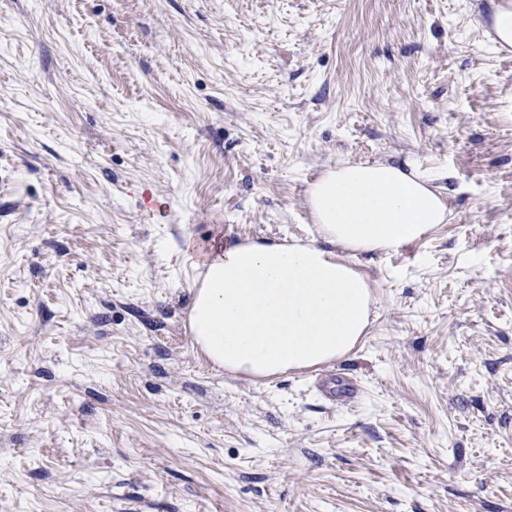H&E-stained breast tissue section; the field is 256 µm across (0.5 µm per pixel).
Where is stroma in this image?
<instances>
[{"label":"stroma","instance_id":"35a3bbf8","mask_svg":"<svg viewBox=\"0 0 512 512\" xmlns=\"http://www.w3.org/2000/svg\"><path fill=\"white\" fill-rule=\"evenodd\" d=\"M495 0H0V512H512V59ZM431 179L443 223L334 246L344 357L194 346L192 256L323 245V171ZM355 380L332 405L317 373ZM495 28L500 36L494 31L489 21L485 20L481 31L485 33L490 46L496 49L500 55L512 57V40L510 42L503 40H508L512 37V12L500 11L495 18Z\"/></svg>","mask_w":512,"mask_h":512}]
</instances>
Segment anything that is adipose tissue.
Wrapping results in <instances>:
<instances>
[{
	"instance_id": "ef3b65f1",
	"label": "adipose tissue",
	"mask_w": 512,
	"mask_h": 512,
	"mask_svg": "<svg viewBox=\"0 0 512 512\" xmlns=\"http://www.w3.org/2000/svg\"><path fill=\"white\" fill-rule=\"evenodd\" d=\"M325 237L349 249H393L446 217L440 192L388 162L345 163L312 188ZM371 293L321 247L239 243L208 265L189 315L195 344L230 372L274 375L346 355L369 325Z\"/></svg>"
}]
</instances>
